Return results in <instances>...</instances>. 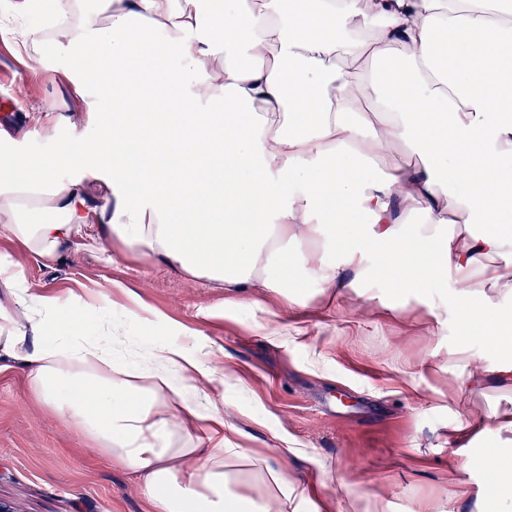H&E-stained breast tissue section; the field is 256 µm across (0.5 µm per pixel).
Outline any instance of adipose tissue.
<instances>
[{"label": "adipose tissue", "mask_w": 512, "mask_h": 512, "mask_svg": "<svg viewBox=\"0 0 512 512\" xmlns=\"http://www.w3.org/2000/svg\"><path fill=\"white\" fill-rule=\"evenodd\" d=\"M45 29L15 0L0 28L30 68L78 54L114 108L34 169L0 134V235L56 261L118 242L241 297L304 306L367 274L404 291L452 277L462 305L512 295V0H53ZM180 58L165 84L144 51ZM374 165L378 175L361 176ZM106 187L92 197L87 185ZM365 223H356V215ZM375 263H368V256ZM0 257V353L39 404L113 464L155 512H298L295 481L224 427L223 365L22 290ZM193 464L189 480L180 475Z\"/></svg>", "instance_id": "obj_1"}]
</instances>
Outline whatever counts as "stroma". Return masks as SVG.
<instances>
[{"mask_svg":"<svg viewBox=\"0 0 512 512\" xmlns=\"http://www.w3.org/2000/svg\"><path fill=\"white\" fill-rule=\"evenodd\" d=\"M10 32L0 31V125L19 138L34 164L57 153L69 134L47 109L78 119L108 118L95 84L77 94V65L65 53L29 68ZM22 287L90 297L96 311L123 321L131 338L187 342L223 364L224 422L242 448L266 451L300 487L334 502L335 512H369L385 498L390 512H499L512 500L483 466L502 450L512 467V434L487 430L476 447H459L451 428L512 407V390L482 378L459 390L464 363L479 370L512 363V329L489 350L472 327L451 280L395 295L377 279L341 299H325L305 280L312 301L288 308L264 289L242 306L224 292L123 253L119 243H74L57 262L25 256ZM0 499L15 512H152L141 476L112 465L73 425L31 397L22 367L0 371Z\"/></svg>","mask_w":512,"mask_h":512,"instance_id":"obj_1","label":"stroma"}]
</instances>
